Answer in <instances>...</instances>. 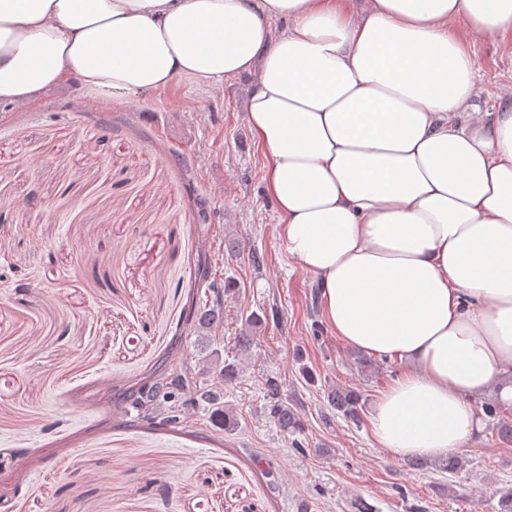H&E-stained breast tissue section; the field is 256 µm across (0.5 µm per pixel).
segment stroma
<instances>
[{"label": "stroma", "instance_id": "35a3bbf8", "mask_svg": "<svg viewBox=\"0 0 512 512\" xmlns=\"http://www.w3.org/2000/svg\"><path fill=\"white\" fill-rule=\"evenodd\" d=\"M465 43L475 104L493 111L512 34ZM253 80L106 105L69 83L0 110V512H499L512 443L486 412L493 393L475 399L484 429L454 474L409 467L328 407L340 386L369 413L403 364L359 365L325 324L265 192ZM224 285L225 352L243 316L267 317L224 388L237 427L128 410L131 390L195 355L191 305ZM270 376L303 423L295 439L263 411Z\"/></svg>", "mask_w": 512, "mask_h": 512}]
</instances>
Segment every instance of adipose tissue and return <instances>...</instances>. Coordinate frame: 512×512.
<instances>
[{
	"mask_svg": "<svg viewBox=\"0 0 512 512\" xmlns=\"http://www.w3.org/2000/svg\"><path fill=\"white\" fill-rule=\"evenodd\" d=\"M462 22L510 33L512 0H0V105L255 74L281 239L336 337L405 364L372 435L439 457L482 432L475 397L512 401V88L474 109Z\"/></svg>",
	"mask_w": 512,
	"mask_h": 512,
	"instance_id": "adipose-tissue-1",
	"label": "adipose tissue"
}]
</instances>
